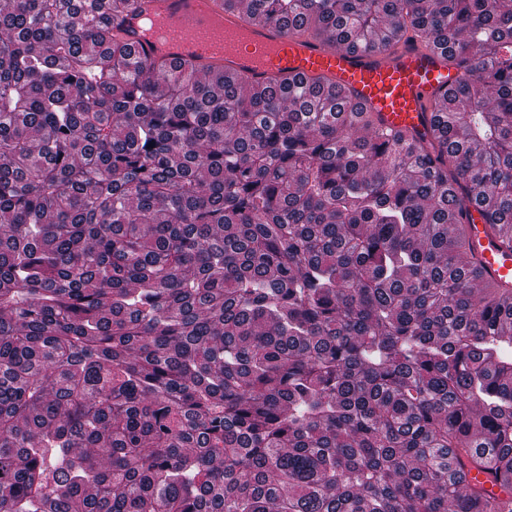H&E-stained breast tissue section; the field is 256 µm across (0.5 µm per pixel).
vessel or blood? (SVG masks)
I'll return each instance as SVG.
<instances>
[{"label":"vessel or blood","mask_w":512,"mask_h":512,"mask_svg":"<svg viewBox=\"0 0 512 512\" xmlns=\"http://www.w3.org/2000/svg\"><path fill=\"white\" fill-rule=\"evenodd\" d=\"M112 33L145 62L223 70L253 87L282 80H322L346 89L381 128L430 130L434 105L457 76L436 49L403 39L375 53L336 49L275 23L228 10L224 0H136ZM461 219L486 277L512 289V250L493 236L481 208L465 202Z\"/></svg>","instance_id":"vessel-or-blood-1"}]
</instances>
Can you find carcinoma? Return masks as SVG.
<instances>
[{
    "label": "carcinoma",
    "mask_w": 512,
    "mask_h": 512,
    "mask_svg": "<svg viewBox=\"0 0 512 512\" xmlns=\"http://www.w3.org/2000/svg\"><path fill=\"white\" fill-rule=\"evenodd\" d=\"M0 7V512H512V0H224L459 70L430 134ZM484 474L505 496L486 489ZM461 219L475 259L485 266V276L501 289L512 291V251L491 234L481 208L475 203H464Z\"/></svg>",
    "instance_id": "obj_1"
}]
</instances>
